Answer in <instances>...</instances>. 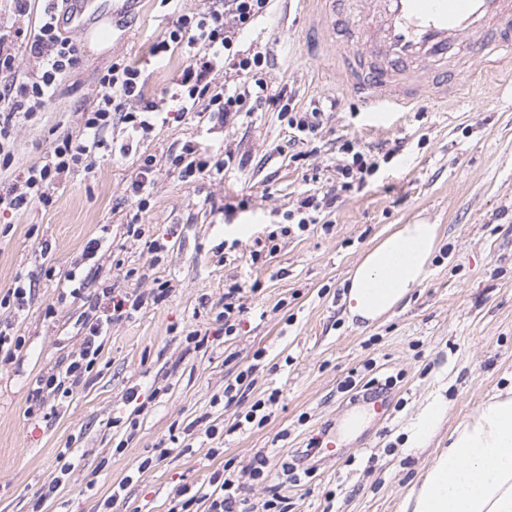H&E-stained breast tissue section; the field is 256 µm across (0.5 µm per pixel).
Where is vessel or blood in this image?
Listing matches in <instances>:
<instances>
[{
  "label": "vessel or blood",
  "mask_w": 512,
  "mask_h": 512,
  "mask_svg": "<svg viewBox=\"0 0 512 512\" xmlns=\"http://www.w3.org/2000/svg\"><path fill=\"white\" fill-rule=\"evenodd\" d=\"M319 57L372 122L461 93L477 67L512 75V0H309ZM93 0H68V17L90 32Z\"/></svg>",
  "instance_id": "obj_1"
}]
</instances>
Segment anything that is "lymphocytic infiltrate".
<instances>
[{"mask_svg":"<svg viewBox=\"0 0 512 512\" xmlns=\"http://www.w3.org/2000/svg\"><path fill=\"white\" fill-rule=\"evenodd\" d=\"M269 0H224L223 10H211L198 19L181 18L168 40L154 44L153 53L166 51L169 43L186 42L188 47H204L205 53L192 57L184 69L179 85L180 97L187 104L208 98L209 107L222 118L229 119L242 112L246 101L256 100L276 107L281 103L279 95L270 93L268 84L260 77V55L238 58L234 41L238 34L262 16ZM59 0H49L44 7L30 44V51L39 59L35 74L23 76L0 89V167L9 168L12 153L9 144L13 122L35 117L52 97L59 81L78 63L77 48L59 27ZM231 64L237 79L219 92H211L209 75L223 64ZM141 71L137 66L115 62L100 79L103 92L96 103L84 114L81 140L63 136L56 138L48 155L41 164L29 166L15 176L5 192L0 193V209L21 211L39 203L53 202L51 188L59 184L76 168H92L97 150L104 148L105 135L112 127L113 119H120L132 132L148 134L153 129L152 106L139 110L119 112L114 100L118 97H134L138 94ZM349 157L347 164L337 167V177L342 190H358L366 186L380 169L377 155L361 149L355 142L341 146ZM338 197L326 192H310L303 196L294 210L285 215L286 223L279 230L269 231L268 242L292 230H305L318 223L322 212L334 208ZM168 282H158L151 299L140 295H114L111 286H97L93 295H86L84 288L72 289L75 298L86 299L88 307L78 320L84 334L79 348L72 352L64 365L52 368L39 376L30 396L35 405L45 403L46 395L69 396L76 386L94 370L102 350V344L113 322L128 319L141 311L146 302L164 301L170 294ZM267 460L263 454H255L246 468L234 472L230 469L214 471L206 484L197 488H183L174 497L168 512H195L198 504L208 506V512H244L241 496L244 481H265Z\"/></svg>","mask_w":512,"mask_h":512,"instance_id":"f902f5d3","label":"lymphocytic infiltrate"}]
</instances>
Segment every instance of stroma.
<instances>
[{
    "mask_svg": "<svg viewBox=\"0 0 512 512\" xmlns=\"http://www.w3.org/2000/svg\"><path fill=\"white\" fill-rule=\"evenodd\" d=\"M303 2L271 0L236 48L261 55L271 92L295 111H319L316 151L305 157L275 108L250 101L247 114L229 122L200 103L183 110L176 91L187 46L148 55L178 14L220 9L224 0L175 7L115 0L101 37L62 24L79 63L42 112L15 124L10 173L43 161L56 137L81 135L83 112L101 94L100 76L123 58L139 62L145 100L169 121L133 154L97 153L91 170H76L53 192L51 206L0 210V290L20 275L35 290L14 329L26 343L17 358L0 362V512H103L118 487L123 493L112 512H168L179 489L226 465L241 469L259 451L269 460V478L244 487L247 505L261 503L276 485L292 512H400L411 483L454 427L512 381V83L466 92L444 107L423 103L374 125L308 53ZM43 8L34 0L31 14L21 15L0 0V38L16 66L15 74L0 73V87L37 67L28 38ZM347 140L395 156L367 187L342 193L326 222L279 237L272 257L250 265L255 238L282 223L301 192L337 189ZM187 143L206 148L214 161L221 148L231 149L235 160L221 174L181 178L165 158ZM147 154L158 164L150 206L140 213L128 186ZM134 216L145 228L140 241L126 233ZM417 223L440 227L431 275L394 314L367 328L349 321L343 295L352 268L398 225ZM97 237L102 249L84 258ZM233 238V254L217 253ZM152 240L166 247L160 257L147 248ZM50 266L57 274L98 273L120 293H149L157 279L170 281L172 291L113 322L88 381L46 416L31 418L29 391L79 346L76 322L85 309L45 276ZM133 267L147 279L125 278ZM236 282L248 289V312L238 335H216L224 290ZM206 329L207 346L188 348L186 334ZM251 364L254 384L244 400L221 404L226 380ZM353 373L391 381L385 419L370 414L361 388L342 391ZM132 390L139 398L131 402ZM274 390L279 401L267 423L231 432L238 413ZM436 394L447 403L441 423L424 447H408L412 424ZM354 413L361 426L351 432L345 423ZM212 425L219 436H207ZM322 436L339 442L337 455L318 449L312 476L283 481L281 461ZM148 457L151 467L141 469ZM57 475L56 497L41 501L43 485Z\"/></svg>",
    "mask_w": 512,
    "mask_h": 512,
    "instance_id": "stroma-1",
    "label": "stroma"
}]
</instances>
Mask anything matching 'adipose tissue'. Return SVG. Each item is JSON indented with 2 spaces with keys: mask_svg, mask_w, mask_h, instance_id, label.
I'll return each mask as SVG.
<instances>
[{
  "mask_svg": "<svg viewBox=\"0 0 512 512\" xmlns=\"http://www.w3.org/2000/svg\"><path fill=\"white\" fill-rule=\"evenodd\" d=\"M439 243L437 225L402 224L367 250L344 294L351 318L392 313L427 280ZM401 512H512V384L455 428Z\"/></svg>",
  "mask_w": 512,
  "mask_h": 512,
  "instance_id": "adipose-tissue-1",
  "label": "adipose tissue"
}]
</instances>
